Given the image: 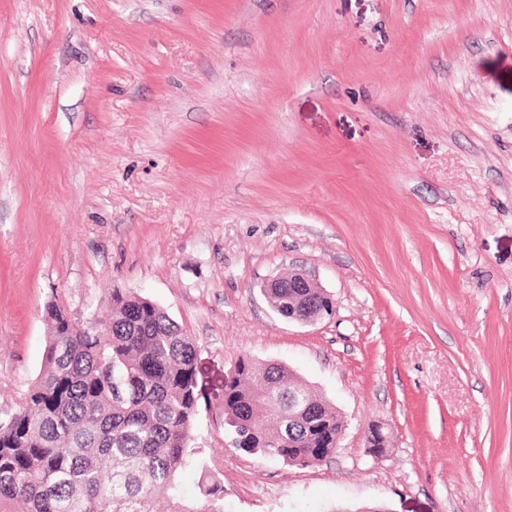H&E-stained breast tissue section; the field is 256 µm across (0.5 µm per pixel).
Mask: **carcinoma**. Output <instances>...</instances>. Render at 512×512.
Returning <instances> with one entry per match:
<instances>
[{"label":"carcinoma","mask_w":512,"mask_h":512,"mask_svg":"<svg viewBox=\"0 0 512 512\" xmlns=\"http://www.w3.org/2000/svg\"><path fill=\"white\" fill-rule=\"evenodd\" d=\"M307 288H273L288 304ZM42 368L0 420V512H224L214 474L188 500L181 471L201 401L193 339L156 303L112 289L90 321L52 303ZM314 401L301 428L288 424V388ZM234 447L297 465L336 452L345 424L336 407L305 388L284 364L239 359L220 403Z\"/></svg>","instance_id":"carcinoma-1"}]
</instances>
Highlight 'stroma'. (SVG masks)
Here are the masks:
<instances>
[{
	"label": "stroma",
	"instance_id": "35a3bbf8",
	"mask_svg": "<svg viewBox=\"0 0 512 512\" xmlns=\"http://www.w3.org/2000/svg\"><path fill=\"white\" fill-rule=\"evenodd\" d=\"M289 269L330 314H276ZM115 288L196 342L186 498L206 467L224 512H512V0H0V417L46 306ZM246 355L336 406L331 458L232 447Z\"/></svg>",
	"mask_w": 512,
	"mask_h": 512
}]
</instances>
